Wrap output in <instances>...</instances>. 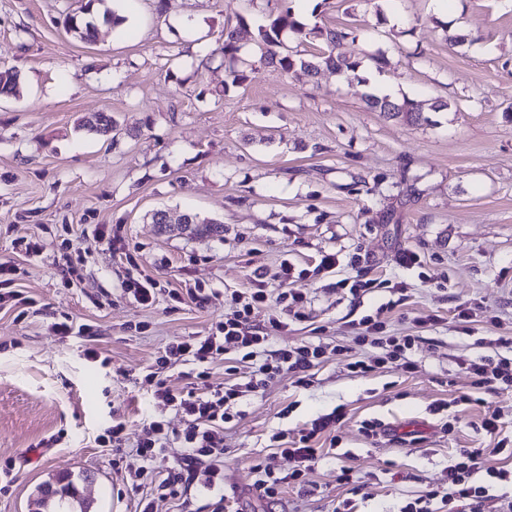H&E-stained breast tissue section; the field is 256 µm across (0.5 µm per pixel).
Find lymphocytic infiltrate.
Here are the masks:
<instances>
[{"instance_id": "obj_1", "label": "lymphocytic infiltrate", "mask_w": 512, "mask_h": 512, "mask_svg": "<svg viewBox=\"0 0 512 512\" xmlns=\"http://www.w3.org/2000/svg\"><path fill=\"white\" fill-rule=\"evenodd\" d=\"M282 284L276 301L279 312L269 315L264 322L256 316L265 307L268 293L263 285L245 289L232 297L233 306L219 321L214 331L205 336L176 339L169 342L156 364L167 368L176 363L193 365L195 377L206 380L208 367L226 354H233L235 363L244 369L242 382L210 391L206 395L185 392L171 386L167 379L156 382L154 395L163 406L172 408L184 421L181 434L170 435L164 421L154 420L143 426L135 444H128L126 427L115 422L100 436L102 446L115 452L130 448L139 465L134 476L139 480L156 483L159 490L173 498L183 497L196 480L195 464L199 457L210 460L203 486L219 493L214 512H227L229 495L224 494V426L233 415L231 409L243 393H264L277 379L288 376L297 385L311 383V370L324 355L323 344H303L271 349L273 333L286 331L288 318L304 299L302 293L291 286L293 269L281 263L276 274ZM352 328L360 344L380 348L381 353L371 359L353 358L346 365L349 373L364 376L385 365L394 363L407 373L415 372L416 362L411 357L417 337L387 334V321L381 313L368 314L353 322ZM490 347V355L476 360L460 359L461 373L471 387L491 393L512 389V358L502 356L503 348L512 346L511 336L483 338ZM344 417L342 409L321 415L310 426L301 430L298 439L279 444L278 454L293 463L289 477H279L269 458H258L252 466L254 481L251 485L258 500L275 503L286 481H302L307 471L327 459L328 454L318 448V436L335 427ZM481 427L495 441L491 452L512 457V437L504 433V424L497 411L486 410ZM489 450L462 448L454 464L447 470V490L430 489L413 501L407 502L400 512H485L490 489L499 483L512 481V471L486 465Z\"/></svg>"}]
</instances>
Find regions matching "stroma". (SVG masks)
<instances>
[{
    "instance_id": "35a3bbf8",
    "label": "stroma",
    "mask_w": 512,
    "mask_h": 512,
    "mask_svg": "<svg viewBox=\"0 0 512 512\" xmlns=\"http://www.w3.org/2000/svg\"><path fill=\"white\" fill-rule=\"evenodd\" d=\"M81 5L0 0V70L20 75L17 94L0 97V263L18 267L13 288L26 299L0 308V463L15 465L0 512H43L36 487L82 471L93 512H135L144 496L154 512H212L215 494L197 484L184 503L133 488L135 458L97 438L119 419L133 438L153 420L180 430L153 397L149 366L171 340L208 335L233 290L260 277L277 294L285 260L302 271L306 300L272 346L328 351L309 387L281 378L225 425L224 485L242 512H399L447 486L460 448L511 468L480 421L497 409L512 432V390L470 388L458 360L488 355L479 338L512 335V0H290L306 27L349 31L340 50L360 67L312 80L262 66L231 87L224 27L265 25L270 0H103L97 12L121 23H99L90 41L65 25ZM456 33L468 43H451ZM379 82L421 103L422 120L369 110ZM102 111L122 130L116 142L77 126ZM156 209L221 221L224 235L161 234ZM95 224L117 232L123 252ZM23 237L40 252L22 251ZM406 248L420 266L398 263ZM328 253L336 265L325 271ZM67 255L77 271L66 278ZM359 274L378 285L356 298L339 282ZM130 275L156 281L153 306L124 295ZM197 284L204 302L172 300ZM463 303L479 308L469 335L454 319ZM383 305L394 333H413L421 314L443 320L414 348L417 372L351 376L333 348L371 355L351 324ZM65 317L89 326L97 361L81 338L55 335ZM337 407L336 455L306 475L311 496L292 483L276 509L254 498L252 465L273 453V435L296 436ZM366 420L395 432L367 439ZM344 467L362 492L338 481Z\"/></svg>"
}]
</instances>
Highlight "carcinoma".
Returning a JSON list of instances; mask_svg holds the SVG:
<instances>
[{
    "label": "carcinoma",
    "mask_w": 512,
    "mask_h": 512,
    "mask_svg": "<svg viewBox=\"0 0 512 512\" xmlns=\"http://www.w3.org/2000/svg\"><path fill=\"white\" fill-rule=\"evenodd\" d=\"M287 2L288 0H281V4L270 11L269 24L259 27L256 35L251 33L242 17L239 18L237 25L224 27L220 52L224 55L226 80L236 84L246 79L244 71L239 68V62H241L239 52L244 42L249 40L254 41L259 50L258 62L276 65L288 73L300 70L310 78L316 77L324 69L342 72L354 70L361 65V61L353 60L339 52V47L348 37L347 32L342 29L319 26L307 31L295 19ZM287 31L295 35L300 45L311 37L319 40L320 49L311 53L288 49V46L281 41L282 34ZM18 85L19 74L16 71L0 70V95L14 94ZM365 104L374 112L407 123L418 121L422 114L418 104L408 97L391 99L387 96L368 94L365 96ZM80 126L112 141L121 134L116 121L105 112H96L83 118ZM182 218L185 219V223L180 225L179 229L183 233L207 237L224 235V225L220 223L201 220L191 214H184ZM37 498L46 509H59L65 504L77 512H90L91 508V504L80 497L76 483L69 474L54 477L40 485L37 489Z\"/></svg>",
    "instance_id": "carcinoma-1"
}]
</instances>
